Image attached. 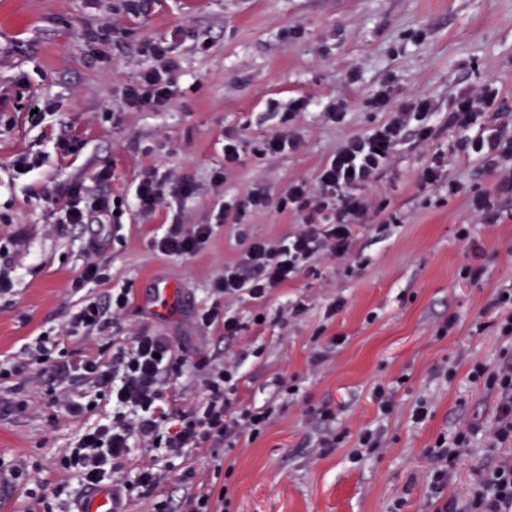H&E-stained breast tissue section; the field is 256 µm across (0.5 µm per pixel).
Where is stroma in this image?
Returning a JSON list of instances; mask_svg holds the SVG:
<instances>
[{
    "label": "stroma",
    "instance_id": "obj_1",
    "mask_svg": "<svg viewBox=\"0 0 512 512\" xmlns=\"http://www.w3.org/2000/svg\"><path fill=\"white\" fill-rule=\"evenodd\" d=\"M111 17L121 33L92 38ZM156 40L179 60L170 74L175 94L156 112L125 109L124 91L146 62L142 49ZM488 82L512 114V0H147L136 17L124 0H0V245L14 280L0 298V365L10 366L35 337L59 333L72 283L97 259L108 274L98 293H132L107 335L142 325L170 337L188 362H239L235 398L278 406L265 432L227 456L230 474H215L209 455L193 452L167 474L163 498L179 503L187 487L178 471L190 467L197 481L227 488L224 512H435L428 451L439 435L463 430L469 446L445 494L464 501L501 454L492 434L499 392L469 374L512 353V336L500 334L488 307L512 285V199L501 201V223H478L468 201L492 191L494 179L453 155L448 172L459 192L421 187L426 157L447 149L457 130L443 124L430 144L401 146L370 190L397 221L373 214L356 226L355 259L323 260L317 273H300L263 303H229L246 325L242 335L224 337L196 313L250 240H276L303 223L302 215L279 212L280 195L314 179L345 139L383 120L368 103L381 84H390L394 108L427 97L444 113L457 93ZM298 97L310 100L309 109L281 127V113ZM339 101L347 119L336 125L323 110ZM31 103L41 119L31 116ZM279 130L293 147L265 154V139ZM229 133L241 141V161L217 185ZM36 153L46 157L40 172L17 177L14 160ZM104 169L111 177L98 181ZM153 170L198 191L148 216L126 213L117 233L108 224L63 223L71 184L125 198ZM258 185L266 206L218 223L219 201L243 200ZM171 208L184 223L215 225L206 249L189 258L154 250ZM464 225L475 247L458 239ZM93 240L101 253L89 250ZM468 265L483 268L482 277L463 278ZM161 284L177 308L153 315ZM337 298L342 307L325 318ZM289 302L304 303L305 313L277 324ZM259 314L262 330L252 325ZM321 350L327 361L311 368ZM286 384L294 393H283ZM49 387L40 365L0 380L1 400L29 402L0 411V462L30 475L0 492V512H38L48 491L54 512H74L83 495L59 467L75 428L51 405ZM380 387L392 402L386 414L375 396ZM421 404L428 415L418 422L412 411ZM324 408L331 420H320ZM367 430L381 446L363 454L358 438ZM329 434L340 443L315 449Z\"/></svg>",
    "mask_w": 512,
    "mask_h": 512
}]
</instances>
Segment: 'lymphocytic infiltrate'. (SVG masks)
I'll return each instance as SVG.
<instances>
[{"instance_id":"lymphocytic-infiltrate-1","label":"lymphocytic infiltrate","mask_w":512,"mask_h":512,"mask_svg":"<svg viewBox=\"0 0 512 512\" xmlns=\"http://www.w3.org/2000/svg\"><path fill=\"white\" fill-rule=\"evenodd\" d=\"M149 57L138 80L125 90L124 103L130 109L162 107L174 95L169 75L177 69V59L163 43L153 44ZM496 96L489 86L457 95L448 112V125L460 136L449 153L437 151L426 158L420 177L422 186L445 188L453 194L459 184L448 176V154L478 163L496 178L494 193L478 194L470 200L471 210L483 224L499 223L501 197L512 196V119L492 114ZM390 102L389 85H381L370 104L383 112V121L364 134L347 138L321 164L314 180L293 183L281 195V210L305 214V224L275 241L251 240L236 261L225 264L223 275L212 283L213 301L198 314L203 326L223 329L228 337L238 336L244 325L230 314L227 302L265 299L302 271L314 270L319 260L352 257L354 226L365 223L370 212L386 209L385 204L373 200L370 188L390 167L406 140L425 145L433 141L437 131V109L431 101L419 99L397 110ZM194 191L191 183L150 172L137 183L131 200L124 202L91 192L76 182L68 189L65 221L87 224L108 219L117 225L128 210L151 214L166 196L186 198ZM214 230L211 224H183L177 214L154 238L153 247L165 256L190 257L204 249ZM105 280L103 266L89 262L72 285L71 291L79 299L60 335L36 337L23 347L11 369L0 370V379L32 365L48 366L55 402L80 425L60 460L64 472L76 475L88 493L102 485L111 486L118 510L124 499L134 495L153 500L154 512H169L167 504L159 501L158 492L175 460L201 448L209 449L212 458H219L221 451L233 449L242 438L260 436L275 409L269 401L257 406L233 399L239 363L201 361L197 368L202 372L203 396L182 411H172L168 392L183 375L187 361L176 355L168 337L144 327L132 328L125 336L108 337L105 353L96 356L78 355L62 347L63 338L90 337L123 316L132 300L129 289H115L104 296L90 293V286ZM471 377L498 388L493 435L499 442L512 443V362L494 369L475 366ZM91 391L112 404L111 417L93 425L86 422L95 409L94 401L87 398ZM467 441L463 431L451 437L442 435L429 452L430 488L443 501L437 512H458L456 501L444 500L443 494L448 473ZM136 446L145 456L132 466L128 460ZM465 507L467 512H512V457L498 459L486 468Z\"/></svg>"}]
</instances>
